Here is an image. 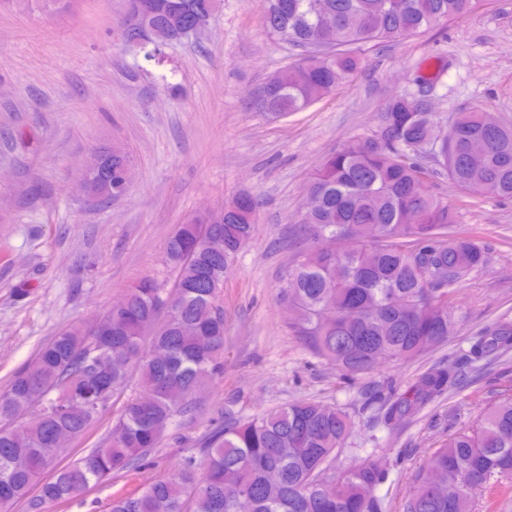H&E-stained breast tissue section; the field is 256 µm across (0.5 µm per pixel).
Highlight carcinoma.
<instances>
[{
    "mask_svg": "<svg viewBox=\"0 0 512 512\" xmlns=\"http://www.w3.org/2000/svg\"><path fill=\"white\" fill-rule=\"evenodd\" d=\"M155 30L152 58L175 41L173 20L209 12L213 0H146ZM477 0H266L264 25L304 52L271 76L253 97L257 112L284 117L316 103L359 68L358 46L422 34L472 11ZM89 190L108 203L128 189V155H96ZM434 177L463 192L482 182L512 198V123L487 121L477 106L441 135L427 101L391 100L375 134L328 155L308 185L313 201L299 219L308 247L284 289L295 335L318 357L351 375L379 361L408 363L448 340V295L485 263V247L454 228L448 201L430 190ZM256 199L239 194L222 212L181 224L165 262L176 276L162 299L152 279L127 291L95 332L55 334L0 393V499L42 512L90 485L143 465L191 397L224 362V309L217 304L235 256L254 231ZM420 214L418 227L404 223ZM326 239L351 240L335 255ZM512 344V322L479 333L457 360L425 372L405 390L395 386L379 405L391 427L419 413L498 346ZM145 396L128 400L112 437L59 466L52 448L97 426L130 374ZM46 396L44 411L24 418L28 401ZM353 428L343 408L303 400L217 427L180 468L142 492L112 499L110 512H234L245 491L253 512H383L379 488L389 473L370 453L336 465ZM52 472L49 479L44 474ZM405 512H474L487 489L512 482V397L489 403L474 422L450 435L414 475Z\"/></svg>",
    "mask_w": 512,
    "mask_h": 512,
    "instance_id": "cac0c4a2",
    "label": "carcinoma"
}]
</instances>
